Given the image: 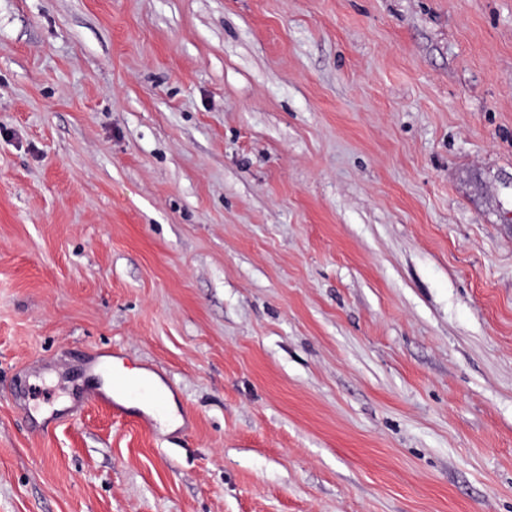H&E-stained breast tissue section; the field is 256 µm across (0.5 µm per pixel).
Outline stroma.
<instances>
[{"label":"stroma","mask_w":512,"mask_h":512,"mask_svg":"<svg viewBox=\"0 0 512 512\" xmlns=\"http://www.w3.org/2000/svg\"><path fill=\"white\" fill-rule=\"evenodd\" d=\"M0 512H512V0H0ZM122 372L131 380L134 379H148L151 381L153 386L161 392L165 396V401L167 402L165 406V410L163 413L159 415L160 421L163 425H165L168 430H175L178 426L181 425L182 421L179 416L176 414V408L173 401L170 400V396L167 393L166 389L161 385V383L152 375L142 372L140 370H128L126 368H121ZM112 389L122 391L131 397L145 402H158L156 394L146 383H132L116 372L112 373Z\"/></svg>","instance_id":"1"}]
</instances>
